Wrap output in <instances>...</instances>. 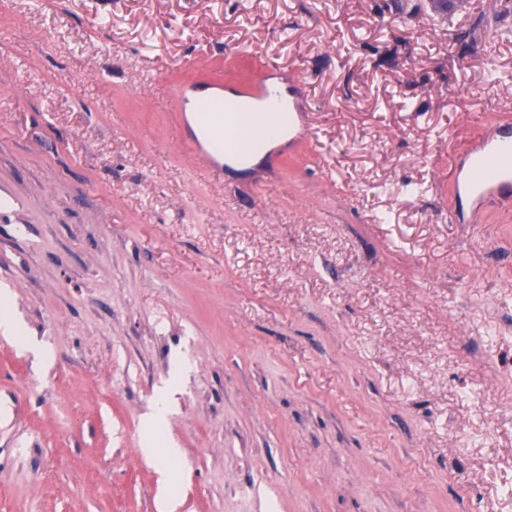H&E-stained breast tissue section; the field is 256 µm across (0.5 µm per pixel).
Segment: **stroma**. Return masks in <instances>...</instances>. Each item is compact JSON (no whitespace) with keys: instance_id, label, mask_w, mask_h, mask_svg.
<instances>
[{"instance_id":"1","label":"stroma","mask_w":512,"mask_h":512,"mask_svg":"<svg viewBox=\"0 0 512 512\" xmlns=\"http://www.w3.org/2000/svg\"><path fill=\"white\" fill-rule=\"evenodd\" d=\"M265 64L310 134L215 179L177 89ZM510 94L512 0H0V512H512ZM510 127V123L504 122L496 131H490L481 141L469 145L461 150V153L474 155L482 153L477 158L473 175L470 179L461 182L459 177L453 181L455 194L461 198L462 195L480 196L512 191V137L506 140L503 132ZM508 154V159L503 160L502 155Z\"/></svg>"}]
</instances>
